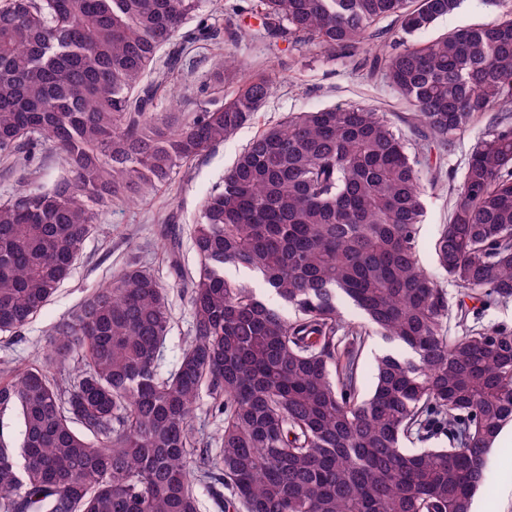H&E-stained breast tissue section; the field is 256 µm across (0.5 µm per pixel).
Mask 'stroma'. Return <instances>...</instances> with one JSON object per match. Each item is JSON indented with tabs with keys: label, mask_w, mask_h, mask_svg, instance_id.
I'll use <instances>...</instances> for the list:
<instances>
[{
	"label": "stroma",
	"mask_w": 512,
	"mask_h": 512,
	"mask_svg": "<svg viewBox=\"0 0 512 512\" xmlns=\"http://www.w3.org/2000/svg\"><path fill=\"white\" fill-rule=\"evenodd\" d=\"M510 10L512 0H462L453 13L437 20L425 37L431 40L452 30L489 24ZM228 51L238 56L247 72L267 75L271 93L266 102L251 122L224 144L184 167L170 185L155 195L134 205L122 203L104 208L96 232L86 241L69 278L46 308L22 335H0V381L10 379L15 365L40 358L54 324L71 316L113 273L132 261L150 266L169 290L173 327L165 344L162 369L170 371L184 348L190 318L188 297L157 240L158 221L174 216L182 266L193 270L190 231L201 198L222 182L225 170L255 134L291 112L329 105H361L394 119L397 128L410 138L420 168L430 180L424 196V222L418 233L420 262L439 281H446V274L436 264L434 240L440 225L449 219L454 179L461 177L473 146L499 121V113L486 112L475 118L465 131L456 135L452 153L442 156L424 149L415 138L406 121L410 107L388 86L381 73L370 72L364 53H340L330 60L310 44L273 43L259 37L239 43L198 42L196 52L188 56L184 65L166 73L164 78L168 90L179 93L184 108H194L205 100L213 67ZM511 459L512 445L508 443L492 449L488 456V478L478 491L486 512H512V468L507 465Z\"/></svg>",
	"instance_id": "obj_1"
}]
</instances>
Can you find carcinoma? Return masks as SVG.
I'll return each mask as SVG.
<instances>
[{
	"label": "carcinoma",
	"instance_id": "carcinoma-1",
	"mask_svg": "<svg viewBox=\"0 0 512 512\" xmlns=\"http://www.w3.org/2000/svg\"><path fill=\"white\" fill-rule=\"evenodd\" d=\"M202 0H8L0 7V158L29 168L50 148L49 188L0 202V333L48 305L97 226L252 120L263 73L224 56L208 101L184 111L149 79L159 52L215 40ZM460 0H255L264 30L355 52L393 22L383 74L427 143L448 152L474 116L512 105V12L415 40ZM197 18V35L184 31ZM237 89L224 97V83ZM434 251L456 287L421 265L425 184L416 154L372 109L297 112L254 136L207 193L191 229L189 340L167 374L168 291L127 264L52 327L42 361L0 383V512H471L488 454L512 423V330L481 324L512 301V122L472 149ZM257 275L275 301L230 280ZM350 303L362 322L347 323ZM292 310L287 314L286 310ZM405 358L358 361L370 334ZM77 363L75 376L55 370ZM224 417L217 448H191L202 391ZM228 490L229 497L215 490ZM395 344L388 342L380 336H372L368 339L359 361V374L361 390L363 393L370 391L375 374V360L384 353H389Z\"/></svg>",
	"mask_w": 512,
	"mask_h": 512
}]
</instances>
